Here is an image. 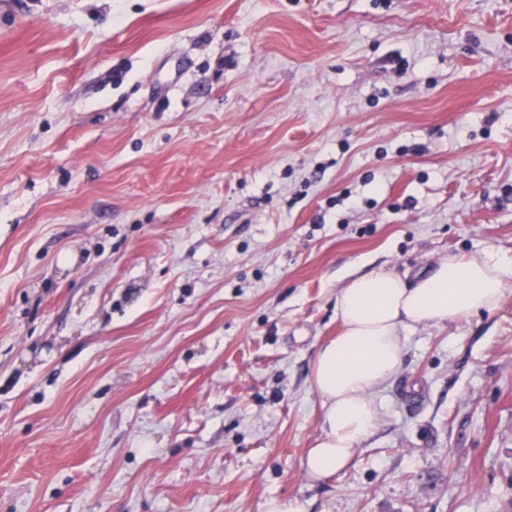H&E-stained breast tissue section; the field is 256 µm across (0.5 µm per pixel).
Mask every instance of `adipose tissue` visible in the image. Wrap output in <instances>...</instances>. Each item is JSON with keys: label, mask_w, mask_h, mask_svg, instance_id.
<instances>
[{"label": "adipose tissue", "mask_w": 512, "mask_h": 512, "mask_svg": "<svg viewBox=\"0 0 512 512\" xmlns=\"http://www.w3.org/2000/svg\"><path fill=\"white\" fill-rule=\"evenodd\" d=\"M511 284L512 263L486 253L441 258L411 282L378 271L342 288L341 332L313 359L310 386L320 399L321 433L304 458L307 473L317 478L343 469L371 433L378 419L374 394L401 363V329L493 310Z\"/></svg>", "instance_id": "1"}]
</instances>
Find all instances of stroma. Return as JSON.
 <instances>
[{
	"instance_id": "1",
	"label": "stroma",
	"mask_w": 512,
	"mask_h": 512,
	"mask_svg": "<svg viewBox=\"0 0 512 512\" xmlns=\"http://www.w3.org/2000/svg\"><path fill=\"white\" fill-rule=\"evenodd\" d=\"M484 253L512 0H0V512H512V285L303 467L339 289Z\"/></svg>"
}]
</instances>
